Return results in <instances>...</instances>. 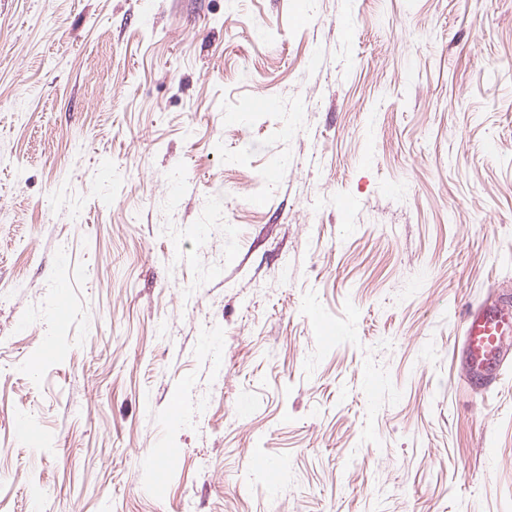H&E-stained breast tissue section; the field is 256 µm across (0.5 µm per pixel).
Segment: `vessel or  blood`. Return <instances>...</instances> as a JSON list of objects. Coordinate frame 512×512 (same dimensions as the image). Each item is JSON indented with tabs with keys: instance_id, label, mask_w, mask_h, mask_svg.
Masks as SVG:
<instances>
[{
	"instance_id": "obj_1",
	"label": "vessel or blood",
	"mask_w": 512,
	"mask_h": 512,
	"mask_svg": "<svg viewBox=\"0 0 512 512\" xmlns=\"http://www.w3.org/2000/svg\"><path fill=\"white\" fill-rule=\"evenodd\" d=\"M512 333V294L501 295L491 305L465 317L464 352L467 381L476 387L489 386L512 351L504 339Z\"/></svg>"
}]
</instances>
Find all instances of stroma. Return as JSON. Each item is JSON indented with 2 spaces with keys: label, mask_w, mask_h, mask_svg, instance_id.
<instances>
[{
  "label": "stroma",
  "mask_w": 512,
  "mask_h": 512,
  "mask_svg": "<svg viewBox=\"0 0 512 512\" xmlns=\"http://www.w3.org/2000/svg\"><path fill=\"white\" fill-rule=\"evenodd\" d=\"M506 290L512 0H0L5 512H512ZM512 333V294L501 295L491 305L465 317L464 352L467 381L478 388L493 383L504 366L509 349L503 344Z\"/></svg>",
  "instance_id": "stroma-1"
}]
</instances>
